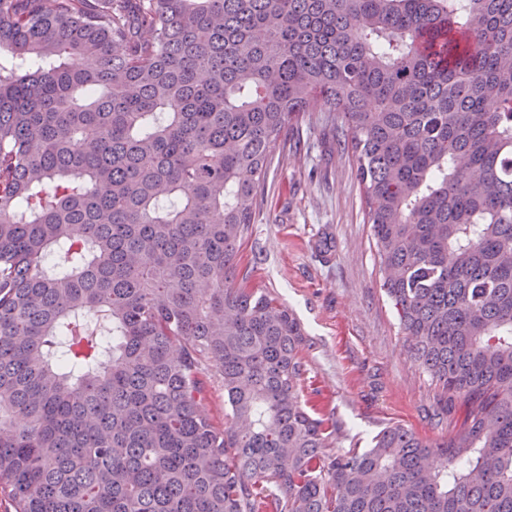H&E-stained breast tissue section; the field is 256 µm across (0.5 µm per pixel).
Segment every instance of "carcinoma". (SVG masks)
Masks as SVG:
<instances>
[{
	"label": "carcinoma",
	"mask_w": 512,
	"mask_h": 512,
	"mask_svg": "<svg viewBox=\"0 0 512 512\" xmlns=\"http://www.w3.org/2000/svg\"><path fill=\"white\" fill-rule=\"evenodd\" d=\"M324 105L411 357L466 404L442 443L327 452L300 321L235 275L272 145ZM0 494L512 512V0H0ZM204 410L218 424H224V389L218 375L211 378Z\"/></svg>",
	"instance_id": "obj_1"
}]
</instances>
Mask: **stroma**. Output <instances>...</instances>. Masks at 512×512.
<instances>
[{
	"instance_id": "obj_1",
	"label": "stroma",
	"mask_w": 512,
	"mask_h": 512,
	"mask_svg": "<svg viewBox=\"0 0 512 512\" xmlns=\"http://www.w3.org/2000/svg\"><path fill=\"white\" fill-rule=\"evenodd\" d=\"M265 200L238 275L293 310L308 339L304 396L336 418L334 452L370 446L390 424L442 441L465 416L435 414L437 387L405 348L350 146L324 120L289 128L272 148Z\"/></svg>"
}]
</instances>
